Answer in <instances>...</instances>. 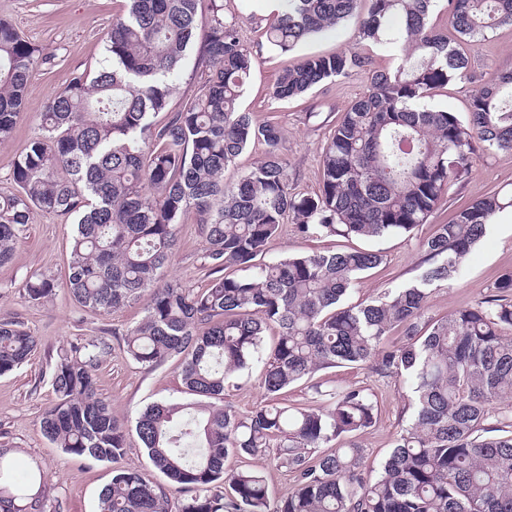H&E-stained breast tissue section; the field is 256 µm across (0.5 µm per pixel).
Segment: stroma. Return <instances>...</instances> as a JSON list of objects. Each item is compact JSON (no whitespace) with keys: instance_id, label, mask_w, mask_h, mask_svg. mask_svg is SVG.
I'll list each match as a JSON object with an SVG mask.
<instances>
[{"instance_id":"stroma-1","label":"stroma","mask_w":512,"mask_h":512,"mask_svg":"<svg viewBox=\"0 0 512 512\" xmlns=\"http://www.w3.org/2000/svg\"><path fill=\"white\" fill-rule=\"evenodd\" d=\"M120 0H0V19L12 23L39 49L41 60L28 85L25 110L10 142L0 145V193L12 191L11 159L41 132V112L73 73L95 65L103 57L104 42L120 12ZM224 11L242 17L243 36L256 56L250 80L240 99L242 111L254 124L277 123L282 131L280 151L288 162L291 184L305 195L321 186V148L336 123L368 85L365 71L327 81L303 97L289 101L271 99V87L282 69L313 54H329L356 47L360 17H352L324 31L290 52L270 49L264 31L271 18L261 0H224ZM469 61L468 80L453 82L432 98L435 107L466 116L473 93L495 70H512V26L489 38L462 44ZM512 188V150L477 153L468 176L452 185L445 201L427 224L411 235L375 239L345 238L296 233L283 225L264 256L271 262L292 254L363 249L379 252L382 263L355 282L348 294L352 303H366L384 290L412 279L423 265L419 242L435 225L448 223L456 212L495 191ZM71 218L37 211L17 245L11 261L0 266V321H17L38 339L29 364L0 375V444L12 450L16 476L39 467L49 491L42 512H96L100 490L111 482L113 468L146 470L150 462L132 427L148 405L163 401H189L175 362L149 368L124 351L127 330L143 316L142 303L130 304L110 315L79 307L64 281L70 252ZM512 270V212L497 213L486 237L473 249L460 273L436 285L427 303L433 319L448 317L462 307L477 304L489 294L501 274ZM53 276L58 286L50 301L38 303L23 295L33 275ZM211 278L204 246L193 218L180 226L179 241L162 282L184 287H204ZM100 338L109 345L97 372L96 388L109 403L113 417L128 427L127 451L118 464L92 462L56 448L43 434L39 417L54 400L50 365L71 343ZM329 391L341 387L364 390L378 413L375 424L358 441L370 465H378L393 446L394 438L409 419L411 393L402 380L381 377L368 367H336L318 371L281 394L282 403L312 404L313 386ZM268 397L262 383V366L255 363L231 376L223 403L245 415L264 406Z\"/></svg>"}]
</instances>
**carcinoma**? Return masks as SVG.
<instances>
[{"label":"carcinoma","mask_w":512,"mask_h":512,"mask_svg":"<svg viewBox=\"0 0 512 512\" xmlns=\"http://www.w3.org/2000/svg\"><path fill=\"white\" fill-rule=\"evenodd\" d=\"M369 2L359 42L389 45L394 63L372 66L358 49L312 55L284 69L271 98L287 101L356 70L369 86L344 112L321 153V189H292L279 126L253 124L239 109L254 56L242 21L224 0H125L97 65L76 72L41 113L42 134L11 161L15 191L0 194V265L13 256L34 210L75 217L66 287L104 315L144 301L127 330L126 353L151 368L174 360L192 403L159 402L135 422L152 466L178 493L220 485L172 510L148 472L114 469L98 512H512V271L491 294L453 315L425 320L432 287L453 280L492 217L512 209L498 191L458 211L420 241L424 267L410 282L367 304H351L353 283L382 262L369 250L293 255L258 263L282 225L301 234L379 238L427 223L448 186L469 173L477 150L512 149V72L493 73L470 99L467 120L428 104L467 78L464 42L512 25V0H447L448 25L430 22L437 0H283L265 30L287 53L355 15ZM400 27H394V21ZM202 37L194 95L169 110L171 77ZM39 57L0 20V144L23 110ZM169 113L161 126L150 121ZM269 150L233 182L224 171L252 143ZM192 214L215 273L198 290L158 284ZM243 267L248 276L226 270ZM56 288L31 277L25 295L46 301ZM278 329L267 350V329ZM394 328L404 342L384 346ZM36 338L0 321V375L29 363ZM108 344L70 345L51 369L56 401L42 413L46 438L69 455L117 462L126 427L99 396L95 375ZM258 362L271 401L240 416L217 404L226 379ZM370 365L409 383V421L378 470L354 438L376 421L374 402L339 388L319 403L290 407L281 393L316 372ZM336 442V447L329 444ZM276 465L295 488L270 506L262 472H231V455ZM0 448V512H38L42 478L19 480Z\"/></svg>","instance_id":"cac0c4a2"}]
</instances>
